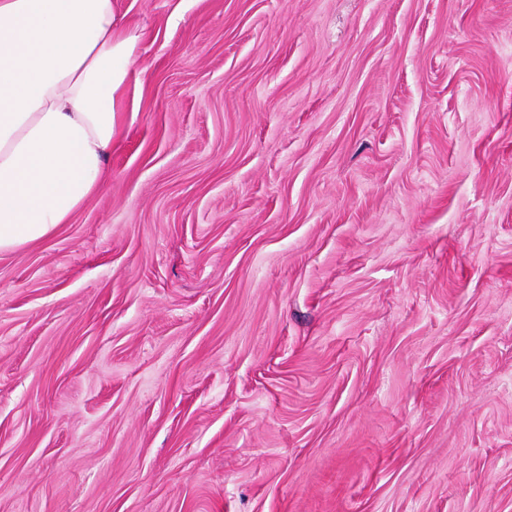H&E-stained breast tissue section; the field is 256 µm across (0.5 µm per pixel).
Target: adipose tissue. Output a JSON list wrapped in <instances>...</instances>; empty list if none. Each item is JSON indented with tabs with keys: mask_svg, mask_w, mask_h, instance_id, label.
<instances>
[{
	"mask_svg": "<svg viewBox=\"0 0 512 512\" xmlns=\"http://www.w3.org/2000/svg\"><path fill=\"white\" fill-rule=\"evenodd\" d=\"M136 45L116 0H0V253L100 188Z\"/></svg>",
	"mask_w": 512,
	"mask_h": 512,
	"instance_id": "ef3b65f1",
	"label": "adipose tissue"
}]
</instances>
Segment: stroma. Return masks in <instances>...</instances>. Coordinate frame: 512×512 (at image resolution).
I'll use <instances>...</instances> for the list:
<instances>
[{
  "label": "stroma",
  "mask_w": 512,
  "mask_h": 512,
  "mask_svg": "<svg viewBox=\"0 0 512 512\" xmlns=\"http://www.w3.org/2000/svg\"><path fill=\"white\" fill-rule=\"evenodd\" d=\"M107 177L0 254V512H512V0H116Z\"/></svg>",
  "instance_id": "1"
}]
</instances>
